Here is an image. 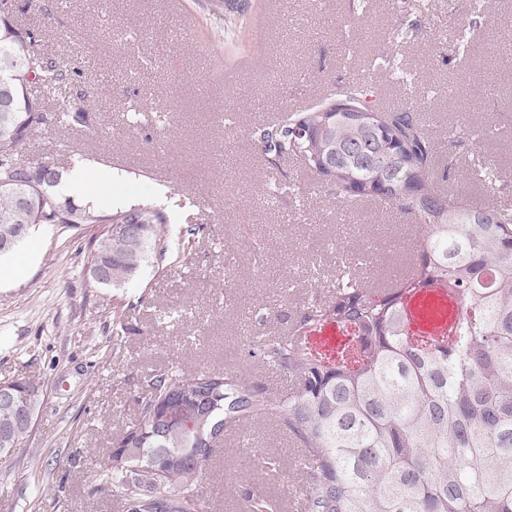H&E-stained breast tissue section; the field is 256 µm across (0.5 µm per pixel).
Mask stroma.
I'll list each match as a JSON object with an SVG mask.
<instances>
[{
	"mask_svg": "<svg viewBox=\"0 0 512 512\" xmlns=\"http://www.w3.org/2000/svg\"><path fill=\"white\" fill-rule=\"evenodd\" d=\"M49 2L46 15L19 0L14 21L43 30V52L57 53L62 34L80 48L99 109L85 127L33 130L23 161L120 170L133 205L165 186L196 204L165 208L170 232L191 220L207 230L186 267L152 259L117 290L87 276L99 224L38 225L0 258V384L43 388L28 436L0 459V512H126L94 488L143 374L231 370L282 397L294 381L255 342L286 333L311 291H327L339 252L356 254L349 274L367 282L418 260L414 216L340 197L313 174L299 180L293 161L271 167L250 130L364 80L381 100L418 103L431 180L450 201L512 211V185L499 180L512 171V0H249L229 43L213 0ZM395 29L402 39L390 40ZM461 122L479 145L455 154L448 134ZM301 458L277 421L251 422L199 484L207 512H238L255 489L280 512H308Z\"/></svg>",
	"mask_w": 512,
	"mask_h": 512,
	"instance_id": "35a3bbf8",
	"label": "stroma"
}]
</instances>
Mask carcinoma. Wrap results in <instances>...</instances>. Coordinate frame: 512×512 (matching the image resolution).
<instances>
[{
	"label": "carcinoma",
	"mask_w": 512,
	"mask_h": 512,
	"mask_svg": "<svg viewBox=\"0 0 512 512\" xmlns=\"http://www.w3.org/2000/svg\"><path fill=\"white\" fill-rule=\"evenodd\" d=\"M42 31L0 16V67L26 123L0 119L1 224H110L90 266L112 265V287L136 277L150 256L178 262L204 230L174 239L151 202L105 213L78 205L56 187V164H25L19 152L33 128L84 125L95 106L81 66L40 48ZM364 82L337 87L334 99L286 115L252 133L268 162L293 157L336 194L379 198L414 215L423 234L420 261L395 288H369L347 275L333 296L313 294L291 332L259 346L263 359L295 381L265 398L239 374L145 375L137 418L120 435L122 457L108 454L94 492L124 501L127 512H204L198 482L240 421L269 416L310 463V512H512V212L448 203L428 180L433 146L404 101L382 109ZM328 325L347 340L317 348ZM190 397L195 427L161 422ZM29 428L0 406V448H16ZM242 512H279L277 500L242 494Z\"/></svg>",
	"instance_id": "1"
}]
</instances>
